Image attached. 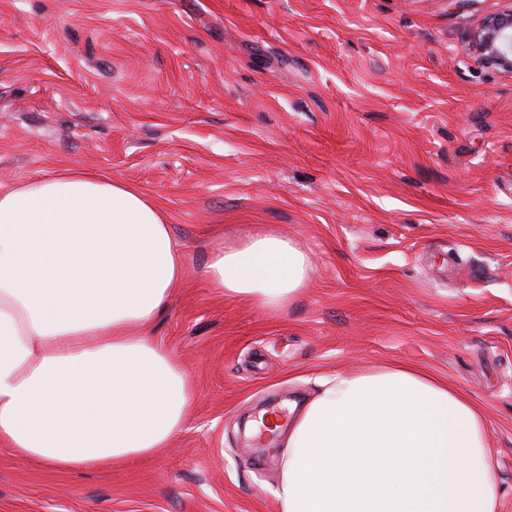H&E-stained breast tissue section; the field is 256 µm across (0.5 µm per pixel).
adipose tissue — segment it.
<instances>
[{
    "label": "adipose tissue",
    "instance_id": "1",
    "mask_svg": "<svg viewBox=\"0 0 512 512\" xmlns=\"http://www.w3.org/2000/svg\"><path fill=\"white\" fill-rule=\"evenodd\" d=\"M166 215L124 181L67 167L0 185V446L71 471L152 455L195 394L144 326L182 283ZM291 238L212 250L208 287L276 311L308 285ZM287 423L278 512H501L484 414L406 363L324 380Z\"/></svg>",
    "mask_w": 512,
    "mask_h": 512
}]
</instances>
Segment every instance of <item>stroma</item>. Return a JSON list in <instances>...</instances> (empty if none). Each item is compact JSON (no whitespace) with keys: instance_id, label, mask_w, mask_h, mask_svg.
Wrapping results in <instances>:
<instances>
[{"instance_id":"stroma-1","label":"stroma","mask_w":512,"mask_h":512,"mask_svg":"<svg viewBox=\"0 0 512 512\" xmlns=\"http://www.w3.org/2000/svg\"><path fill=\"white\" fill-rule=\"evenodd\" d=\"M505 0H0V182L78 166L153 197L185 276L147 329L197 402L170 447L58 471L0 447V512H277L244 420L394 362L484 412L512 512V76ZM270 229L313 273L224 298L212 249ZM510 8L487 17L474 33L473 53L487 67L512 74V1Z\"/></svg>"}]
</instances>
